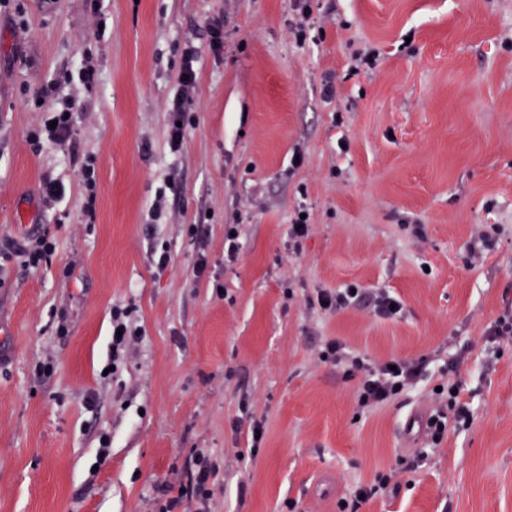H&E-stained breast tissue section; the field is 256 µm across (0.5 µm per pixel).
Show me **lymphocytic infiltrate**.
<instances>
[{"label":"lymphocytic infiltrate","instance_id":"1","mask_svg":"<svg viewBox=\"0 0 512 512\" xmlns=\"http://www.w3.org/2000/svg\"><path fill=\"white\" fill-rule=\"evenodd\" d=\"M195 58V49L186 48L178 76L179 89L167 105L169 144L175 151L180 150L185 142V122L194 103L197 83ZM58 88V82L53 81L42 85L35 93L36 98L46 101L48 112L46 121L31 137L35 148H42L47 143L64 144L73 133L76 103L71 98L59 96ZM314 305L329 313L365 306L375 317L383 319L398 317L403 311L402 301L389 291L368 293L353 284L344 288L319 289ZM112 328L117 336L112 340L110 363L118 368L124 363L127 347L142 336L143 329L137 323L135 308L130 305L113 306ZM321 352L327 364L343 368L345 377L357 379V407L363 411L396 400L406 387L417 384L426 376L431 363L430 357L425 355L398 358L391 363L379 362L349 350L346 343L337 338L327 340ZM462 391V381L449 380L443 383L441 392L436 393V408L426 427L431 447H439L449 431L458 432L470 426L472 414L460 400ZM215 471V463L204 454H196L195 466L188 471L183 487L165 484L158 488L154 512H176L187 500L195 501L197 512H209L211 492L208 483Z\"/></svg>","mask_w":512,"mask_h":512}]
</instances>
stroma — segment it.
Returning a JSON list of instances; mask_svg holds the SVG:
<instances>
[{
  "label": "stroma",
  "mask_w": 512,
  "mask_h": 512,
  "mask_svg": "<svg viewBox=\"0 0 512 512\" xmlns=\"http://www.w3.org/2000/svg\"><path fill=\"white\" fill-rule=\"evenodd\" d=\"M295 2L100 0L101 37L88 0H10L0 15V245L56 242L38 271L0 258V512H151L197 450L218 466L210 512H339L381 471L397 490L360 512H512V341L492 353L484 338L512 312V0H306L301 43ZM189 46L194 109L175 153L165 108ZM48 80L76 102L75 132L36 152ZM47 179L66 190L49 207ZM481 232L495 244L469 258ZM350 284L397 295L402 317L309 307ZM116 305L136 308L143 338L106 377ZM333 337L376 360H434L362 413L356 380L317 360ZM459 355L471 425L433 450L406 442ZM247 413L265 428L256 450ZM305 213L304 219L300 218V214ZM308 212L306 205H300L296 217L290 224L288 230V251H292L295 255L301 253L303 242L307 239L310 233V224L308 223Z\"/></svg>",
  "instance_id": "stroma-1"
}]
</instances>
